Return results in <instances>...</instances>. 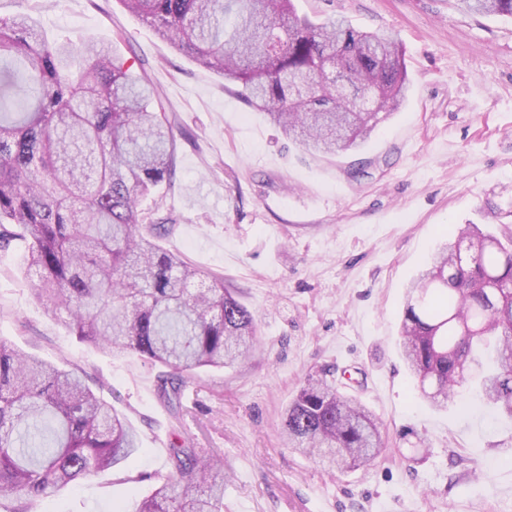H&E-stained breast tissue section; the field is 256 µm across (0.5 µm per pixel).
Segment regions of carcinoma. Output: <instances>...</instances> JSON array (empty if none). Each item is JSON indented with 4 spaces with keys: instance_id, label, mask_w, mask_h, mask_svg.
Listing matches in <instances>:
<instances>
[{
    "instance_id": "carcinoma-1",
    "label": "carcinoma",
    "mask_w": 512,
    "mask_h": 512,
    "mask_svg": "<svg viewBox=\"0 0 512 512\" xmlns=\"http://www.w3.org/2000/svg\"><path fill=\"white\" fill-rule=\"evenodd\" d=\"M177 51L238 83V93L308 150L355 148L408 91L392 35L317 22L294 0H121ZM512 18V0H459ZM175 134L155 93L112 45L49 40L19 11L0 17V249L27 244L37 294L80 340L161 365L165 396L204 369L248 361L252 312L159 240L170 219L141 205L171 176ZM402 356L442 409L475 384L512 420V228L466 224L405 292ZM482 366L473 379L470 364ZM288 447L339 471L366 468L384 442L377 417L310 378L281 421ZM139 452L135 430L71 372L0 340V499L29 509ZM169 473L133 512H224V471L169 448Z\"/></svg>"
}]
</instances>
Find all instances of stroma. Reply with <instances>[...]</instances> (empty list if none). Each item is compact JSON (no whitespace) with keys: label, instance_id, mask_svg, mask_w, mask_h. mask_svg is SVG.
Returning a JSON list of instances; mask_svg holds the SVG:
<instances>
[{"label":"stroma","instance_id":"obj_1","mask_svg":"<svg viewBox=\"0 0 512 512\" xmlns=\"http://www.w3.org/2000/svg\"><path fill=\"white\" fill-rule=\"evenodd\" d=\"M295 6L391 32L403 49L406 99L359 148L319 154L286 139L235 82L177 52L120 0H0V16L27 11L50 36L80 33L144 65L176 137L174 181L144 208L176 217L167 248L237 289L261 337L248 363L188 381L173 411L158 368L81 342L37 296L23 245L1 250L0 339L84 377L141 446L32 512H130L185 440L223 467L224 512H512V422L468 393L436 409L399 347L405 288L445 231L512 225V19L455 0ZM328 371L381 423L385 449L371 467L331 473L282 441L289 403Z\"/></svg>","mask_w":512,"mask_h":512}]
</instances>
